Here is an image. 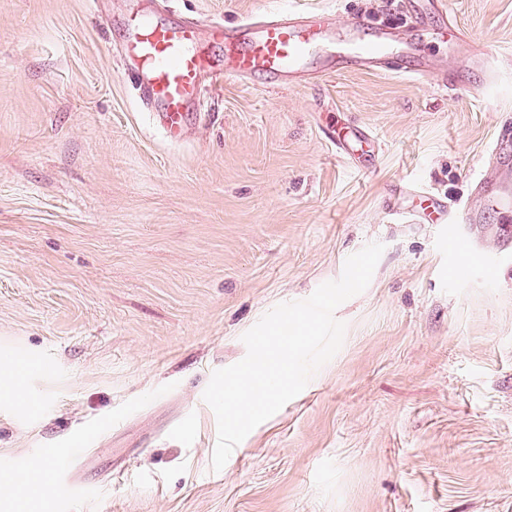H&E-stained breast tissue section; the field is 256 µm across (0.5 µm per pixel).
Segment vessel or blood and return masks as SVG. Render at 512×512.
I'll return each instance as SVG.
<instances>
[{
	"label": "vessel or blood",
	"mask_w": 512,
	"mask_h": 512,
	"mask_svg": "<svg viewBox=\"0 0 512 512\" xmlns=\"http://www.w3.org/2000/svg\"><path fill=\"white\" fill-rule=\"evenodd\" d=\"M430 14L443 19L439 32L452 45L449 65H435L431 58L420 55L409 38L413 29L424 27ZM447 15L446 0H415L403 22L397 24H377L359 14L337 20L326 14L283 11L235 25L216 22L209 28V39L224 47L225 64L220 67L199 50L201 37L195 22L172 21L145 12L129 22L118 57L145 110L156 116L169 141L178 142L190 119L206 107L208 87L225 75L242 79L261 74L272 87L280 86L285 78L292 82L310 80L313 54L331 30L336 41L323 59L326 74L344 69L380 71L445 87L460 81L462 68L488 71L486 50L471 45L464 29ZM422 198L439 224H479L487 211L498 214L501 223H511L512 157L501 146H494L486 170L472 178L464 205L443 204L427 192ZM94 442L90 434L78 435L64 457L54 449H43L42 457L48 463L46 482L59 496L74 499L92 492V485L75 477L74 468Z\"/></svg>",
	"instance_id": "vessel-or-blood-1"
}]
</instances>
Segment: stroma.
<instances>
[{"mask_svg":"<svg viewBox=\"0 0 512 512\" xmlns=\"http://www.w3.org/2000/svg\"><path fill=\"white\" fill-rule=\"evenodd\" d=\"M162 2L204 28L275 8L399 19L394 0ZM447 2L490 53L483 104L374 72L228 76L173 144L115 53L153 0H0V359L27 399L0 392V512H512V248L461 277L448 252L512 223L412 216L417 188L465 199L512 123V0ZM337 121L376 139L340 157ZM372 242L340 350L213 471V372ZM94 429L96 498L8 485Z\"/></svg>","mask_w":512,"mask_h":512,"instance_id":"obj_1","label":"stroma"}]
</instances>
